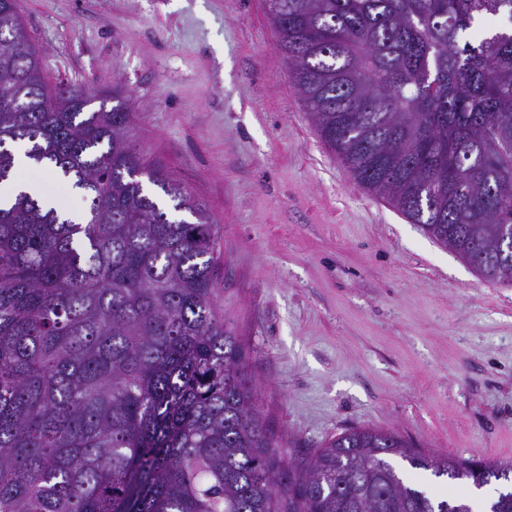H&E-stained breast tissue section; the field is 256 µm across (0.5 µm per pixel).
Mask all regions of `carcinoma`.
<instances>
[{
  "label": "carcinoma",
  "instance_id": "obj_1",
  "mask_svg": "<svg viewBox=\"0 0 512 512\" xmlns=\"http://www.w3.org/2000/svg\"><path fill=\"white\" fill-rule=\"evenodd\" d=\"M327 150L490 282L512 281V0H268ZM116 104L107 107L109 99ZM51 87L17 0H0V182L18 157L84 193L80 216L0 201V512H472L396 459L475 487L511 461L429 455L353 428L285 465L218 306L205 207L146 163L118 92ZM187 212L192 220L175 219Z\"/></svg>",
  "mask_w": 512,
  "mask_h": 512
}]
</instances>
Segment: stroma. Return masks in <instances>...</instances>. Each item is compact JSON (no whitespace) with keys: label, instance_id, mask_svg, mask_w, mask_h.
I'll list each match as a JSON object with an SVG mask.
<instances>
[{"label":"stroma","instance_id":"stroma-1","mask_svg":"<svg viewBox=\"0 0 512 512\" xmlns=\"http://www.w3.org/2000/svg\"><path fill=\"white\" fill-rule=\"evenodd\" d=\"M49 85L119 91L135 148L209 210L218 301L287 460L352 427L512 460V284L320 142L266 0H18Z\"/></svg>","mask_w":512,"mask_h":512}]
</instances>
